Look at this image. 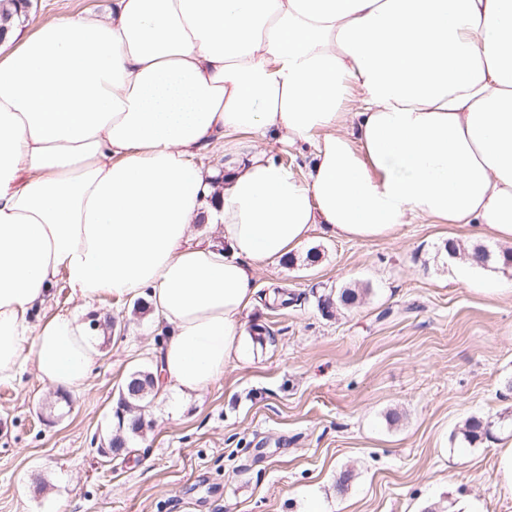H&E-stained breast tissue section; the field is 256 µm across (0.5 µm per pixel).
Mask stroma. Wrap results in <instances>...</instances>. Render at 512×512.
Returning <instances> with one entry per match:
<instances>
[{"label":"stroma","mask_w":512,"mask_h":512,"mask_svg":"<svg viewBox=\"0 0 512 512\" xmlns=\"http://www.w3.org/2000/svg\"><path fill=\"white\" fill-rule=\"evenodd\" d=\"M111 7L32 0L20 31ZM451 241L477 244L429 219L375 242L314 232L257 276L244 358L178 412L154 399L120 456L119 388L165 325L103 295L83 316L109 329L84 393L64 402L28 359L0 381V512H512V272L460 274ZM345 288L354 304L318 307ZM473 417L491 439H464Z\"/></svg>","instance_id":"obj_1"}]
</instances>
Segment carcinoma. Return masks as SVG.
Listing matches in <instances>:
<instances>
[{
  "label": "carcinoma",
  "mask_w": 512,
  "mask_h": 512,
  "mask_svg": "<svg viewBox=\"0 0 512 512\" xmlns=\"http://www.w3.org/2000/svg\"><path fill=\"white\" fill-rule=\"evenodd\" d=\"M465 256L481 267L498 262L505 268L507 263L512 262V250L498 256L482 245L474 247L472 251L465 253ZM155 397L154 377L151 372L138 370L126 378L118 393L115 416L118 419L119 433L113 435L109 441L111 452L125 451L126 438L122 432L132 435L143 432L145 423L141 411L145 410Z\"/></svg>",
  "instance_id": "carcinoma-1"
}]
</instances>
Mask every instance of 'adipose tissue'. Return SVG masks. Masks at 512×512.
<instances>
[{
	"label": "adipose tissue",
	"mask_w": 512,
	"mask_h": 512,
	"mask_svg": "<svg viewBox=\"0 0 512 512\" xmlns=\"http://www.w3.org/2000/svg\"><path fill=\"white\" fill-rule=\"evenodd\" d=\"M5 39L0 380L29 353L84 390L78 312L33 319L60 279L87 306L147 295L156 392L199 397L242 358L257 273L315 230L512 242V0H112ZM259 138L308 146L306 177Z\"/></svg>",
	"instance_id": "adipose-tissue-1"
}]
</instances>
